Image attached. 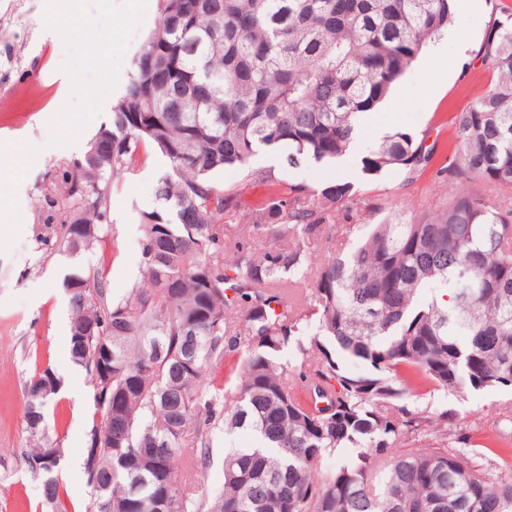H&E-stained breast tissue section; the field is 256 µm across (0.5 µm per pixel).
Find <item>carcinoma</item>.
I'll use <instances>...</instances> for the list:
<instances>
[{"mask_svg":"<svg viewBox=\"0 0 512 512\" xmlns=\"http://www.w3.org/2000/svg\"><path fill=\"white\" fill-rule=\"evenodd\" d=\"M491 2V79L452 118L448 191L414 215L346 225L356 244L316 260L339 216L379 204L349 182L311 189L251 161L344 157L359 115L448 28L455 0H161L97 132L112 152L64 165L58 223L41 236L72 255L102 244L115 182L150 149L167 159L128 294L112 297L102 264L63 280L70 354L93 390L91 512H512V408L460 418L406 404L512 387V9ZM434 152L392 132L362 171L403 187ZM229 167L241 178L226 186L216 176ZM256 181L267 203L232 223ZM437 283L449 285L442 302ZM344 359L371 371L346 375ZM59 388L48 365L25 383L24 464L51 512H71L63 449L43 423ZM221 425L257 445L225 458L211 494ZM430 431L440 444L422 441Z\"/></svg>","mask_w":512,"mask_h":512,"instance_id":"obj_1","label":"carcinoma"}]
</instances>
